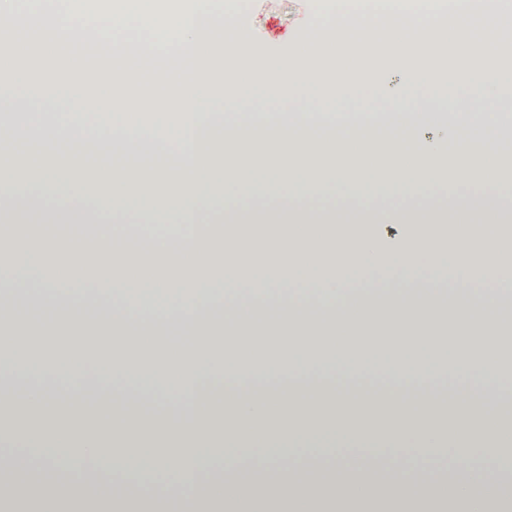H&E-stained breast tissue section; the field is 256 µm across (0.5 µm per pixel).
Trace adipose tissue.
<instances>
[{
    "label": "adipose tissue",
    "instance_id": "adipose-tissue-1",
    "mask_svg": "<svg viewBox=\"0 0 512 512\" xmlns=\"http://www.w3.org/2000/svg\"><path fill=\"white\" fill-rule=\"evenodd\" d=\"M76 0H0V37H34L41 60L23 87L0 88V137L52 144L71 137L50 174L0 180V294L22 289L56 309L48 335L64 346L30 358L0 343V385L24 391L36 427L32 454L0 468V512H512V429L495 336L512 332L503 305L512 300V197L490 192L486 177L457 152L448 169L456 186L436 195V164L470 122L486 152L501 138L499 115L475 119L483 101L512 109V6L504 0H324L307 33L304 61L275 75L247 55L231 11L249 0H179L175 31L159 30L147 0L81 9ZM336 46L359 72L325 75L323 50ZM230 60L223 94L238 88L240 68L284 101L302 84L343 98L395 65L401 80L377 85L394 101L431 88L427 113L397 133L410 153L395 152L408 172L411 201L382 209L363 203V167L336 179L347 198L327 208L298 200V188L324 192L314 158L333 144L345 157L384 155L376 139L389 117L353 120L320 112H245L228 119L205 83L214 55ZM77 63L82 83H106L109 95L85 100L64 90L61 60ZM168 113L178 134L162 164L129 168L115 161L153 134L127 124L145 106ZM445 115L441 132L422 138L428 113ZM283 140L308 163L289 165L274 203L239 174L238 140ZM220 166L223 179L201 180ZM131 176L147 206L90 205L76 188L109 181L120 194ZM494 196L493 223L480 200ZM256 205L244 206L246 197ZM166 216L175 234H148ZM384 224L400 233L383 237ZM251 320H242V304ZM185 329L193 350L156 361L134 354L137 336ZM225 397L202 415L207 385ZM156 408L160 446L150 464L138 424L142 404ZM359 445L356 458L299 464L323 438ZM59 470L53 486L22 495L18 477ZM90 467L71 475L74 459ZM292 468L295 491L279 473ZM207 475L205 491L179 486L184 470ZM167 480L151 496L153 472Z\"/></svg>",
    "mask_w": 512,
    "mask_h": 512
}]
</instances>
